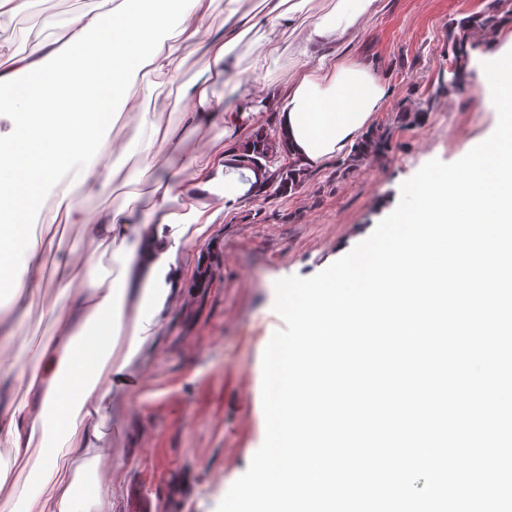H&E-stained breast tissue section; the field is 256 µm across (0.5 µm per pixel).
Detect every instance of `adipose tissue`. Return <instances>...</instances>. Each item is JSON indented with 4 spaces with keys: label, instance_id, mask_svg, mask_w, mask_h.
<instances>
[{
    "label": "adipose tissue",
    "instance_id": "obj_1",
    "mask_svg": "<svg viewBox=\"0 0 512 512\" xmlns=\"http://www.w3.org/2000/svg\"><path fill=\"white\" fill-rule=\"evenodd\" d=\"M216 0H96L71 13L52 38L36 37L0 68V101L11 127L0 132V172L11 174L0 202V288L11 312L0 337L21 341L31 361L0 351V456L35 464L38 485L0 473V501L12 512H102L112 483V450L102 411L114 386L139 357L151 331L200 281L182 253L202 243L221 208L235 204L265 174L237 162L260 118L256 100L271 84L267 63L279 50L280 27L298 36V58L274 99L277 126L290 153L316 167L349 151L384 98L374 68L347 45L377 13L379 0H332L310 14V0H261V13L226 0L222 31L208 23ZM249 79L237 81L233 108L215 100L211 84L225 76L235 47L255 27ZM319 42L328 53L309 62ZM205 62L203 79L180 84L182 120L163 122V105L146 107L153 79H178L188 56ZM138 114L141 169L158 173L144 215L131 202L92 213L81 199L115 179L128 141L114 127L122 111ZM235 142L188 149V133L216 125ZM55 195L63 223L78 225L92 248L65 259L46 277L53 225L32 232V218ZM108 252L113 277L96 274ZM53 317L50 336L24 335L19 320L39 300Z\"/></svg>",
    "mask_w": 512,
    "mask_h": 512
}]
</instances>
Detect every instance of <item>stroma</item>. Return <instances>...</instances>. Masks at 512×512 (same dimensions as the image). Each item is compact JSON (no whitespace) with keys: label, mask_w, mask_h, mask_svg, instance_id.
I'll list each match as a JSON object with an SVG mask.
<instances>
[{"label":"stroma","mask_w":512,"mask_h":512,"mask_svg":"<svg viewBox=\"0 0 512 512\" xmlns=\"http://www.w3.org/2000/svg\"><path fill=\"white\" fill-rule=\"evenodd\" d=\"M93 0H29L0 28V42L22 49L46 17L90 7ZM496 0H380L348 50L369 62L386 95L374 127L390 132L379 158L348 165L338 156L309 169L282 197L257 194L221 213L203 246L205 281L173 310L130 372L137 382L114 392L104 432L120 449L112 462V512H217L232 483L264 440L263 351L282 328L274 283L311 277L353 249L396 208L400 186L429 160L451 163L494 123L496 108L478 85L445 93L451 66L448 32L461 20L494 12ZM189 56L178 82L156 78L164 122L179 124L178 85L199 78ZM422 112L419 123L407 114ZM118 129L131 151L116 164L112 188L83 200L90 211L118 206L145 190L138 174L140 127L124 114Z\"/></svg>","instance_id":"35a3bbf8"}]
</instances>
